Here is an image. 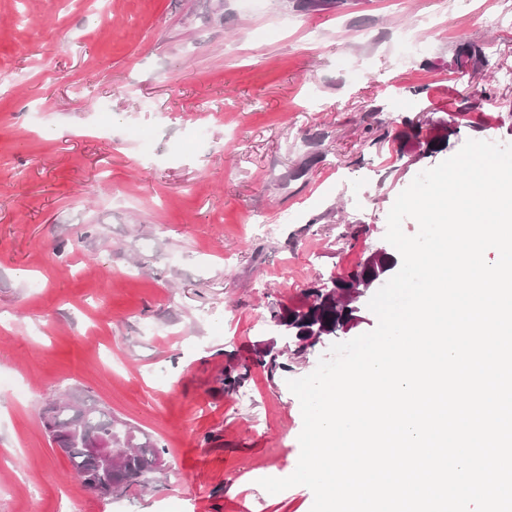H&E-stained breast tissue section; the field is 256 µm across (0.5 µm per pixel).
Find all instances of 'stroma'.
<instances>
[{
  "label": "stroma",
  "mask_w": 512,
  "mask_h": 512,
  "mask_svg": "<svg viewBox=\"0 0 512 512\" xmlns=\"http://www.w3.org/2000/svg\"><path fill=\"white\" fill-rule=\"evenodd\" d=\"M478 35L485 77L449 73ZM462 109V139L512 144V0H0V512H311L259 484L298 463L287 382L377 318L361 297L292 362L270 310L385 247L441 161L401 118ZM71 390L164 444L147 488L56 450L41 413Z\"/></svg>",
  "instance_id": "35a3bbf8"
}]
</instances>
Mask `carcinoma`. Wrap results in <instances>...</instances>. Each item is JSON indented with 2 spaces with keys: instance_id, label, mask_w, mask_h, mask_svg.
<instances>
[{
  "instance_id": "obj_1",
  "label": "carcinoma",
  "mask_w": 512,
  "mask_h": 512,
  "mask_svg": "<svg viewBox=\"0 0 512 512\" xmlns=\"http://www.w3.org/2000/svg\"><path fill=\"white\" fill-rule=\"evenodd\" d=\"M488 64L484 41L479 38L467 39L455 47L448 61V71L474 78ZM465 117L464 112L451 113L448 119L441 122L442 134L425 137L422 136L421 126L404 119L401 121L400 136L417 141L426 154L442 153L448 150L450 136L459 132ZM396 266L397 258L384 252L371 264L357 263L333 279L327 287L314 285L306 289L302 304L272 309L270 319L279 323L291 337L288 351L293 358L305 356L303 342L310 336H334L355 318V304L343 302L342 297L367 282L378 280ZM82 405V412L70 405L53 407L50 421L43 422V427L51 442L67 449V457L83 483L104 494L147 484L151 474L158 470L165 448L136 430L132 444L117 445L118 462L112 467V475L103 474L97 460L86 452L87 444L110 442L114 436L123 434L129 423L115 417L91 399H82Z\"/></svg>"
}]
</instances>
